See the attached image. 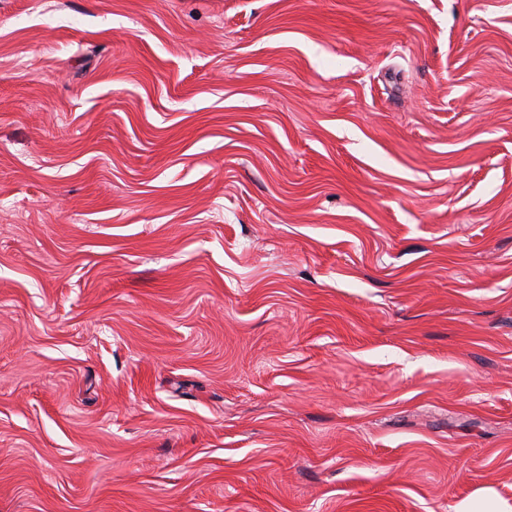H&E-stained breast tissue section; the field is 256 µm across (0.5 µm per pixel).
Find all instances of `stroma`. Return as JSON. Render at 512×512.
I'll return each instance as SVG.
<instances>
[{
    "label": "stroma",
    "instance_id": "obj_1",
    "mask_svg": "<svg viewBox=\"0 0 512 512\" xmlns=\"http://www.w3.org/2000/svg\"><path fill=\"white\" fill-rule=\"evenodd\" d=\"M512 512V0H0V512Z\"/></svg>",
    "mask_w": 512,
    "mask_h": 512
}]
</instances>
